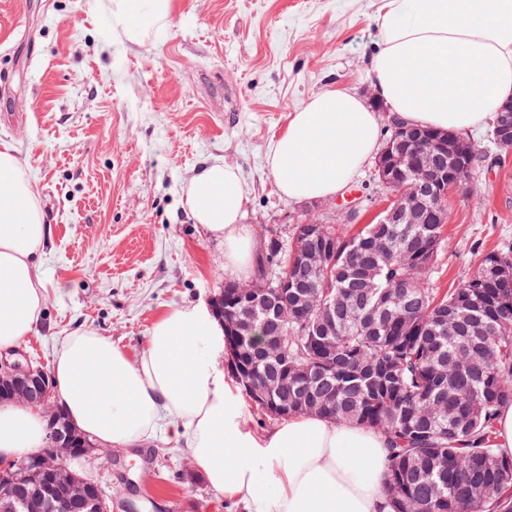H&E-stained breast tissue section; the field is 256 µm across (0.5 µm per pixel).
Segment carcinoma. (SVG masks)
<instances>
[{"mask_svg": "<svg viewBox=\"0 0 512 512\" xmlns=\"http://www.w3.org/2000/svg\"><path fill=\"white\" fill-rule=\"evenodd\" d=\"M275 238L272 268L329 252L267 324L277 343L224 338L228 361L272 385L288 415L309 413L383 433V492L393 512H512V455L496 418L512 402V249L472 251L457 287L433 286L449 247L442 224H296Z\"/></svg>", "mask_w": 512, "mask_h": 512, "instance_id": "1", "label": "carcinoma"}]
</instances>
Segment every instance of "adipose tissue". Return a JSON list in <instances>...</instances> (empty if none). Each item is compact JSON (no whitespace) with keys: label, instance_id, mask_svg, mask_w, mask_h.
<instances>
[{"label":"adipose tissue","instance_id":"obj_1","mask_svg":"<svg viewBox=\"0 0 512 512\" xmlns=\"http://www.w3.org/2000/svg\"><path fill=\"white\" fill-rule=\"evenodd\" d=\"M170 12L171 0H112V17L132 41L143 14L162 22ZM377 25L375 94L408 123L461 133L512 99V0H384ZM379 147L377 113L356 93L331 88L289 115L267 167L288 199H324ZM35 195L12 145L0 143L4 351L34 334L43 312L46 224ZM246 201L237 169L225 163L204 164L186 192L195 224L223 239L224 271L235 278L251 268ZM224 354V323L203 303L163 311L134 358L98 331L78 330L54 354V401L104 447L148 441L167 424L208 485L242 512H392L382 492L389 454L382 433L317 415L254 433ZM46 438L39 411L0 405V459L39 454Z\"/></svg>","mask_w":512,"mask_h":512}]
</instances>
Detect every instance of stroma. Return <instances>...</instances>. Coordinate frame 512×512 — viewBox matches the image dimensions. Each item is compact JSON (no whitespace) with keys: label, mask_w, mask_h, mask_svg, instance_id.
Returning <instances> with one entry per match:
<instances>
[{"label":"stroma","mask_w":512,"mask_h":512,"mask_svg":"<svg viewBox=\"0 0 512 512\" xmlns=\"http://www.w3.org/2000/svg\"><path fill=\"white\" fill-rule=\"evenodd\" d=\"M104 0H0V142L13 146L48 226L46 299L20 351L51 366L65 336L94 329L128 355L168 307L223 288L224 242L184 205L204 162L239 168L255 241L333 222L352 193L369 223L387 198L366 164L330 199L276 190L267 155L288 115L333 87L372 90L379 0H172L164 24L132 42L112 30ZM449 248L431 280L453 288L471 249L512 246V156L480 153L448 203ZM71 468L111 495L114 512H232L193 469L183 441H153L80 458Z\"/></svg>","instance_id":"35a3bbf8"}]
</instances>
